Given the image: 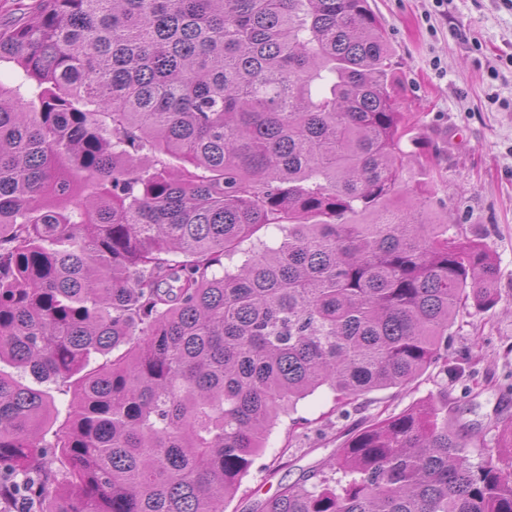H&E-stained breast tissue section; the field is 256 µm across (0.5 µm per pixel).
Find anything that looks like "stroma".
<instances>
[{
	"label": "stroma",
	"instance_id": "stroma-1",
	"mask_svg": "<svg viewBox=\"0 0 512 512\" xmlns=\"http://www.w3.org/2000/svg\"><path fill=\"white\" fill-rule=\"evenodd\" d=\"M401 64L403 108L433 182L428 208L495 255L498 304L448 331L446 382L431 366L409 388L368 394L341 417L321 389L270 431L263 455L226 512H250L281 486L330 460L348 430L420 400H447L448 420L471 442L494 445L512 418V0H369Z\"/></svg>",
	"mask_w": 512,
	"mask_h": 512
}]
</instances>
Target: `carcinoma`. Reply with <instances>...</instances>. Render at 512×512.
<instances>
[{"instance_id": "carcinoma-1", "label": "carcinoma", "mask_w": 512, "mask_h": 512, "mask_svg": "<svg viewBox=\"0 0 512 512\" xmlns=\"http://www.w3.org/2000/svg\"><path fill=\"white\" fill-rule=\"evenodd\" d=\"M2 62L0 474L38 512H224L282 413L408 387L498 303L407 188L368 0H34ZM480 457L430 401L252 512H512V420Z\"/></svg>"}]
</instances>
